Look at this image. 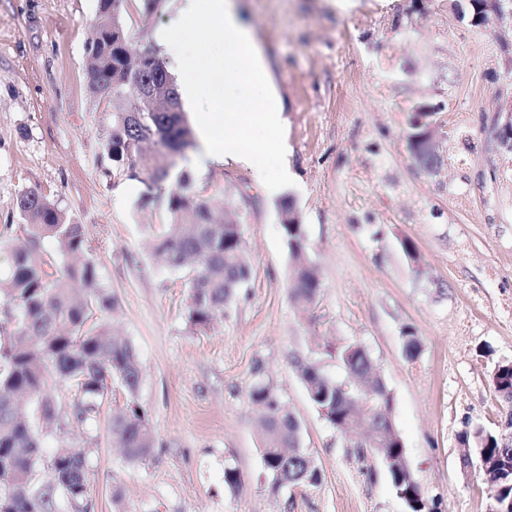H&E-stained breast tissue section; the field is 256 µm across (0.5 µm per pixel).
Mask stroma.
<instances>
[{
  "label": "stroma",
  "instance_id": "stroma-1",
  "mask_svg": "<svg viewBox=\"0 0 512 512\" xmlns=\"http://www.w3.org/2000/svg\"><path fill=\"white\" fill-rule=\"evenodd\" d=\"M255 31L280 97L293 185L268 193L244 164L205 171L180 159L152 197L116 175L104 145L112 103L88 85L98 0H0V268L23 238L17 199L34 188L87 229L89 256L118 302L114 327L136 347V399L156 437L132 465L107 431L126 402L113 385L98 422L67 414L78 392L49 376L62 414L41 428L44 456L90 447L86 512H407L386 467L358 456L362 428L339 432L295 369L362 345L391 397L410 473L434 512H487L490 484L460 473L464 432L502 433L492 375L512 361V0L493 25L469 0H235ZM179 0L147 11L129 0V42L164 54L158 33ZM419 112L439 133L436 169L408 140ZM242 227L248 282L207 329L187 316L185 274L152 255L181 174ZM290 202L321 274L310 312L286 287L280 208ZM413 252H406L405 244ZM420 342L415 356L405 337ZM271 383L300 424L321 479L272 493L261 464L259 410ZM241 485L224 482L227 468Z\"/></svg>",
  "mask_w": 512,
  "mask_h": 512
}]
</instances>
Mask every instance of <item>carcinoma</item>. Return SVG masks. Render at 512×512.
Returning a JSON list of instances; mask_svg holds the SVG:
<instances>
[{"label":"carcinoma","instance_id":"obj_1","mask_svg":"<svg viewBox=\"0 0 512 512\" xmlns=\"http://www.w3.org/2000/svg\"><path fill=\"white\" fill-rule=\"evenodd\" d=\"M127 0H98L96 24L101 39L90 44L88 63L91 90L112 100V132L105 150L116 173L134 180L147 190L165 181L177 159L193 144V131L174 101L171 112H143L134 118L122 108L121 99H133L142 81L140 64L124 55L127 31L122 16L109 17V5L126 11ZM26 220V238L12 247L11 263L0 274V495L4 512H52L56 492L64 494L76 512L83 510L88 493V461L91 449L63 453L56 448L47 467L54 483L42 484L38 468L42 444L32 418L50 423L58 419L55 401L42 396L47 376L55 374L76 387L80 399L71 407V418L80 426L95 420L109 395L108 382L120 384L127 393L123 409L113 415L109 430L112 441L131 464L147 461L155 438L149 419L136 400L141 380L139 356L134 345L117 337L104 322L90 323L94 312L114 309L112 293L103 288L94 262L87 256V233L81 224L66 220L44 194L30 189L17 200ZM170 223L158 235L155 250L172 270H186L188 321L205 329L220 315L224 305L236 297L250 278L240 225L213 221L207 202L196 198L181 180L169 197ZM290 264L287 288L295 305L309 310L320 293L317 265L308 257L302 225L281 224ZM55 240L57 256L49 259L36 251L43 237ZM347 379L336 381L315 362H296L297 371L311 401L329 408L327 421L338 431L365 414L368 430L387 434L378 446L390 454L406 455L401 436L391 421V400L385 384L367 351L349 344L337 352ZM251 399L262 406L260 419L262 465L275 492L284 487L316 484L317 468H309L299 455L288 450L296 444L297 420L285 408L275 387L259 383ZM482 453L493 461L512 456V446L502 447L496 434L483 430Z\"/></svg>","mask_w":512,"mask_h":512}]
</instances>
